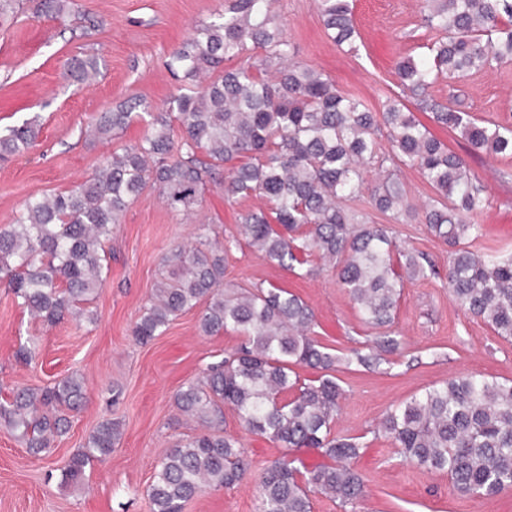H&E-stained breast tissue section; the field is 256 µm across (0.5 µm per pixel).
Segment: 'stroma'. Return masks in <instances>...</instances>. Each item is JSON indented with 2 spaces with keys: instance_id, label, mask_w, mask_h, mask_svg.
Wrapping results in <instances>:
<instances>
[{
  "instance_id": "stroma-1",
  "label": "stroma",
  "mask_w": 512,
  "mask_h": 512,
  "mask_svg": "<svg viewBox=\"0 0 512 512\" xmlns=\"http://www.w3.org/2000/svg\"><path fill=\"white\" fill-rule=\"evenodd\" d=\"M38 4L12 0L0 11V128L34 116L42 124L33 150L0 161V231L10 229L30 198L75 188L112 152L140 140L146 129L140 120L107 141H87L83 131L100 113L132 97L163 105L178 87L166 66L172 51L227 0H68L57 13L39 10ZM352 7L360 36L350 53L328 37L319 0L272 5L295 62L313 66L342 93L379 112L400 93L397 62L417 56L433 33L421 25L423 0H352ZM85 55L98 58L101 73L92 84L79 86L67 79L65 63ZM430 94L477 120L512 125V62L441 81ZM429 129L465 158L487 190L489 204L476 218L482 234L471 241V250L512 252V158L472 150L456 131L438 124ZM376 179V172L367 174L352 208L368 213L372 223L388 225L399 249L426 254L437 272L405 281L392 326L400 348L390 355L387 372L339 367L343 396L333 431L364 443L354 467L366 480L367 497L352 509L317 494L313 512H512V492L478 501L462 497L446 473L402 462L376 431L387 410L430 386L471 374L512 379V341L466 315L448 293V245L421 218L396 224L373 209L370 187ZM260 204L257 198L227 200L223 186L211 183L201 204L182 217L167 208L158 189L146 187L106 241L105 285L77 319L50 325L34 318L0 279V400L14 388H42L73 373L86 387L84 406L70 413L67 433L49 453L30 454L0 427V512H151L148 491L158 464L199 431L179 414L176 393L235 350L241 337L232 330L202 335L196 308L145 344L132 329L172 248L201 238L223 243L227 235L239 234L240 213ZM311 263L316 275L300 278L243 243L228 255L224 280L242 288L274 285L297 295L314 313L313 336L335 353L371 345L379 331L361 321L356 304L338 286L333 265L316 256ZM24 346L34 347L31 360L19 357ZM107 420L120 425L111 456L86 467L78 483L62 484L73 454ZM224 432L239 438L250 471L237 486L194 498L184 512H257L256 477L281 450L243 434L229 409Z\"/></svg>"
}]
</instances>
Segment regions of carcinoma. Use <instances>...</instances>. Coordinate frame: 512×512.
Masks as SVG:
<instances>
[{"mask_svg": "<svg viewBox=\"0 0 512 512\" xmlns=\"http://www.w3.org/2000/svg\"><path fill=\"white\" fill-rule=\"evenodd\" d=\"M320 12L336 45L355 50L350 0H320ZM423 23L436 37L421 57L397 63L402 91L473 150L512 157V126L479 122L429 95L440 79L512 61V0H425ZM291 56L272 0H232L171 53L168 67L180 86L162 107L134 97L92 125L94 136L108 139L144 112L151 123L143 138L113 152L74 189L29 200L14 228L0 232V274L31 316L52 324L82 314L79 304L104 287V243L147 184L158 187L171 211L187 214L205 186L219 182L228 199L258 196L267 203L239 216L248 245L302 278L315 273L310 257L336 260L337 282L361 319L381 330L366 350L335 355L309 336L314 314L296 295L275 286L246 293L224 288V256L238 238L171 250L164 259L167 276L134 326L136 339L160 335L174 317L201 304V333L232 329L242 342L177 393L178 410L205 431L162 460L149 489L153 512H182L205 490L244 480L245 449L224 434L225 406L244 432L284 449L259 474L258 512H312L316 493L342 507L365 496L364 477L352 465L363 450L360 438L332 434L342 396L333 372L340 364L375 371L388 363L385 354L399 347L389 328L404 280L436 274L422 253L394 254L388 228L347 206L371 168L380 177L370 202L397 222L416 212L395 177L398 168L417 169L434 189L424 221L454 247L448 293L466 313L512 340V255L477 254L465 246L480 236L473 219L488 203L465 159L400 99L377 114ZM98 75L92 57L71 59L66 71L78 84ZM40 131L34 116L0 132V158L36 147ZM297 367L319 376L302 379ZM85 398L84 380L76 375L40 390L23 387L0 402V425L39 455L67 432L68 413ZM379 431L402 461L448 474L463 496L512 491V380H448L387 412ZM118 433L117 425L100 424L73 455L62 482H78L88 465L107 459ZM298 448L313 449L328 462L309 468L291 456Z\"/></svg>", "mask_w": 512, "mask_h": 512, "instance_id": "carcinoma-1", "label": "carcinoma"}]
</instances>
